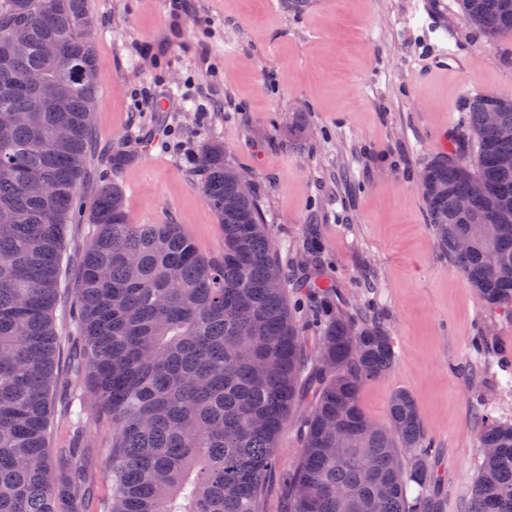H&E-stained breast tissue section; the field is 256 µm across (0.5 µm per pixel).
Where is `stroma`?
<instances>
[{
    "mask_svg": "<svg viewBox=\"0 0 512 512\" xmlns=\"http://www.w3.org/2000/svg\"><path fill=\"white\" fill-rule=\"evenodd\" d=\"M95 26L97 150L79 192L117 180L139 224H178L205 253L224 237L189 166L211 140L252 180L290 262L306 228L319 281L351 313L383 314L397 358L360 391L384 420L412 392L444 476L442 512H467L481 450L477 407L512 422V388L473 337L512 359V319L490 312L438 250L418 178L464 126L475 93L512 94V40L480 34L456 0H87ZM455 42L460 64L440 49ZM147 95L167 110L143 105ZM128 162L113 169L112 157Z\"/></svg>",
    "mask_w": 512,
    "mask_h": 512,
    "instance_id": "obj_1",
    "label": "stroma"
}]
</instances>
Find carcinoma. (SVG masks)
Wrapping results in <instances>:
<instances>
[{
	"label": "carcinoma",
	"mask_w": 512,
	"mask_h": 512,
	"mask_svg": "<svg viewBox=\"0 0 512 512\" xmlns=\"http://www.w3.org/2000/svg\"><path fill=\"white\" fill-rule=\"evenodd\" d=\"M483 35L512 39V0H461ZM29 31L16 46L10 32ZM93 22L84 0H0V512H257L280 467L279 436L301 404V453L283 481V512H438L426 494L441 481L433 440L407 390L386 418L360 406L363 384L396 355L380 314L348 313L331 285H316L297 314L289 289L309 286L320 248L305 239L285 271L246 176L211 142L193 158L224 246L204 254L178 224H134L115 183L87 215L77 204L94 147L97 83ZM54 39L62 57L40 46ZM62 89L68 109L56 110ZM490 94L464 103L469 134L430 161L420 190L438 248L485 306L512 318V140L485 123ZM481 184L478 194L472 184ZM469 198L461 214L456 202ZM94 234L66 287L69 224ZM472 239L467 251L458 247ZM76 299L68 335L56 312ZM317 364L305 370L309 326ZM70 345V375L60 370ZM67 429L53 447L54 423ZM103 466L90 470L87 433ZM468 512H512V424L486 417ZM412 456L410 469L399 452ZM107 488L97 494L94 487Z\"/></svg>",
	"instance_id": "1"
}]
</instances>
